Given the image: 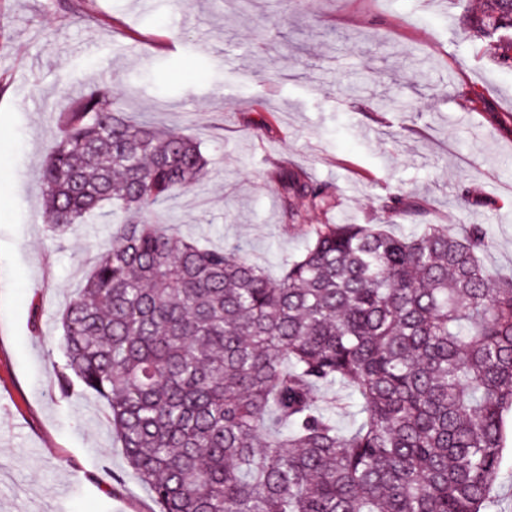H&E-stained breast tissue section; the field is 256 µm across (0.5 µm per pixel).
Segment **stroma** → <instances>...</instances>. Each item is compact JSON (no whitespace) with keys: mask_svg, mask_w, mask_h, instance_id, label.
<instances>
[{"mask_svg":"<svg viewBox=\"0 0 512 512\" xmlns=\"http://www.w3.org/2000/svg\"><path fill=\"white\" fill-rule=\"evenodd\" d=\"M97 85L136 86L123 111L201 143L207 172L167 222L243 244L271 279L326 222H485L483 263L512 271V70L456 0H0V512H158L101 399L53 369L115 226L53 235L41 169L66 97ZM281 168L331 186L336 209L286 222ZM392 193L411 210L388 214Z\"/></svg>","mask_w":512,"mask_h":512,"instance_id":"35a3bbf8","label":"stroma"}]
</instances>
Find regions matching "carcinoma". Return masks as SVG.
<instances>
[{"label":"carcinoma","instance_id":"1","mask_svg":"<svg viewBox=\"0 0 512 512\" xmlns=\"http://www.w3.org/2000/svg\"><path fill=\"white\" fill-rule=\"evenodd\" d=\"M457 2L512 68L508 0ZM207 164L97 86L58 113L42 170L51 231L120 219L62 313L54 369L103 401L159 512H493L512 277L481 262L487 225L310 224L274 282L242 246L161 223ZM276 181L291 220L336 208L302 172ZM334 385L358 400L346 432L320 394Z\"/></svg>","mask_w":512,"mask_h":512}]
</instances>
